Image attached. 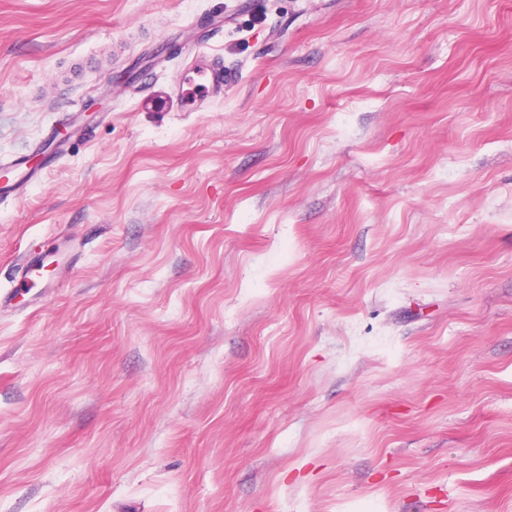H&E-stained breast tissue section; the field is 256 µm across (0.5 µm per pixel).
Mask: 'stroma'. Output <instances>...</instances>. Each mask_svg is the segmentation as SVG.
Listing matches in <instances>:
<instances>
[{
    "label": "stroma",
    "mask_w": 512,
    "mask_h": 512,
    "mask_svg": "<svg viewBox=\"0 0 512 512\" xmlns=\"http://www.w3.org/2000/svg\"><path fill=\"white\" fill-rule=\"evenodd\" d=\"M20 156L0 512H512V0H0ZM195 71L196 74L203 76L208 82V86L203 85L207 93L219 95L224 91V82L229 80V76L222 66L214 65L211 62L208 67H199Z\"/></svg>",
    "instance_id": "obj_1"
}]
</instances>
